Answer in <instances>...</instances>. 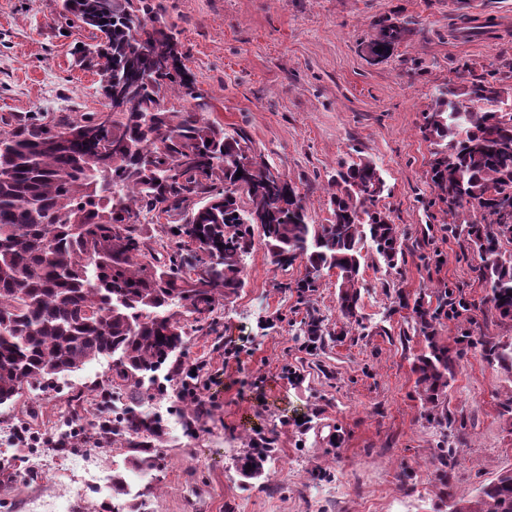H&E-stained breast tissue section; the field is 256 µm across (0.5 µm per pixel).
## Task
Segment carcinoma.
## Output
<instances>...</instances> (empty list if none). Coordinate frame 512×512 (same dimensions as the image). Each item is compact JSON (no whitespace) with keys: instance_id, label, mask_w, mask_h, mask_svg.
Returning a JSON list of instances; mask_svg holds the SVG:
<instances>
[{"instance_id":"obj_1","label":"carcinoma","mask_w":512,"mask_h":512,"mask_svg":"<svg viewBox=\"0 0 512 512\" xmlns=\"http://www.w3.org/2000/svg\"><path fill=\"white\" fill-rule=\"evenodd\" d=\"M163 0H60V14L90 43L77 62L99 76V94L129 108L51 119L0 118V406L25 385L112 358L110 384L126 395L112 442L135 470L156 467L162 417L143 405L182 374L189 331H214L216 305L244 288L245 259L262 233L273 265L304 266L300 296L336 273L338 309L362 325L360 271L368 252L388 269L403 259L397 225L379 206L386 183L365 158L338 164L328 180L329 216L317 224L306 197L250 147L241 129L204 117L184 52L163 20ZM370 45L386 57L409 31L373 21ZM428 175L475 251L479 275L502 319H512V87L495 80L438 90L423 113ZM242 176H237V173ZM479 221L458 222L464 206ZM159 221L160 249L148 225ZM423 404L436 411L458 355L438 336L433 311L414 306ZM328 330L310 312L303 335ZM484 357L512 369V342L479 338ZM268 439L237 458L245 479L263 475ZM512 512V470L452 500L449 512Z\"/></svg>"}]
</instances>
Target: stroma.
<instances>
[{
    "label": "stroma",
    "mask_w": 512,
    "mask_h": 512,
    "mask_svg": "<svg viewBox=\"0 0 512 512\" xmlns=\"http://www.w3.org/2000/svg\"><path fill=\"white\" fill-rule=\"evenodd\" d=\"M206 116L241 129L273 168L296 183L316 221L328 215V177L352 155L371 160L387 187L381 203L402 234L404 261L361 268L363 323L343 328L335 275L310 301L296 282L303 265L274 266L262 238L245 260V286L216 308L214 333L190 336L187 358L215 376L205 409L182 418L167 391L150 401L166 425L157 465L135 474L124 449L87 421L112 417V360L101 357L0 406V430L31 444L0 450V512H114L111 485L79 470L46 476L51 453L91 457L103 475L122 473L151 512H448L512 469V372L488 363L464 337L504 340L479 276V258L448 230L429 177L430 144L419 131L439 88L466 78L512 85V0H164ZM409 29L379 61L366 53L372 22ZM483 17L489 42L461 40L465 19ZM84 30L67 26L57 0H0V117L78 115L102 108L95 73L71 56ZM467 303L440 318L439 334L461 351L441 402L439 425L425 409L413 365L422 345L409 328L411 302L437 308L444 293ZM403 296L406 308L395 305ZM330 336L306 346L296 324L307 309ZM274 440L271 478L242 480L237 456L256 438ZM455 451L440 470L439 449Z\"/></svg>",
    "instance_id": "1"
}]
</instances>
